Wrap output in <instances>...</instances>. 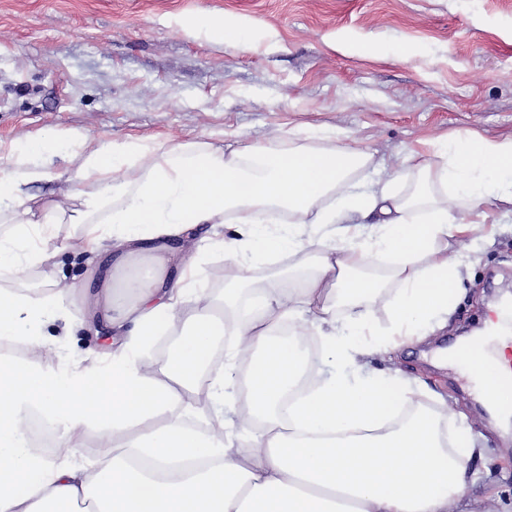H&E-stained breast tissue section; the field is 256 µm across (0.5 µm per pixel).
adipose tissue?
I'll return each instance as SVG.
<instances>
[{"instance_id": "adipose-tissue-1", "label": "adipose tissue", "mask_w": 512, "mask_h": 512, "mask_svg": "<svg viewBox=\"0 0 512 512\" xmlns=\"http://www.w3.org/2000/svg\"><path fill=\"white\" fill-rule=\"evenodd\" d=\"M189 27L217 42L249 37L233 16L199 15ZM312 137L285 150L228 153L204 142H99L65 131L0 149V223L9 227L0 274L49 265L68 224L81 227L85 253L121 266L146 257L154 268L125 281L132 300L109 322L128 339L105 362L0 357V512H81L84 504L88 512H473L469 464L485 449L470 437L449 448L448 425L424 409L418 380L357 358L421 339L451 310L462 263L449 261L448 241L487 223L486 205L512 206V138L452 136L435 163L406 150L403 162L420 180L404 198L385 183L355 191L352 176L372 155L337 147L326 129ZM68 146L82 191L65 208L35 202L26 188L45 177L43 158ZM134 169L139 177L126 179ZM323 224L337 225L339 241L308 261L300 287L256 284L257 262L301 253ZM221 225L216 246L230 262L231 287L216 300L174 244ZM383 260L388 279L369 275ZM386 287L382 329L375 304ZM64 306L77 318L88 312L53 289H1L0 339L37 349L41 324ZM170 332L179 346L163 365H144L142 348ZM225 336L246 372L211 379L207 402L196 405L201 370ZM306 336L321 337L328 376L312 377ZM37 417L59 454L33 444ZM91 429L98 468L66 455Z\"/></svg>"}]
</instances>
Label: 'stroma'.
I'll return each mask as SVG.
<instances>
[{
	"label": "stroma",
	"instance_id": "obj_1",
	"mask_svg": "<svg viewBox=\"0 0 512 512\" xmlns=\"http://www.w3.org/2000/svg\"><path fill=\"white\" fill-rule=\"evenodd\" d=\"M242 18L251 43H218L182 28L198 15ZM384 160L402 196L418 175L401 165L407 148L436 146L471 130L512 137V0H0V143L38 133L78 131L114 142L152 138L168 145L219 142L283 150L312 125ZM47 178L30 188L67 205L75 188L68 152L46 160ZM492 236L448 241L468 261L454 286L447 325L403 347L401 367L438 398L424 408L455 424L465 413L492 452L473 460V508L489 493L512 504V413L492 416L453 365L434 361L476 333L501 300L512 303V211L494 209ZM81 230L69 228L51 273L37 267L5 275V288L76 289L94 302L104 283L126 300L122 283L149 269L112 272L89 259ZM43 357L73 365L110 354L67 314L46 322Z\"/></svg>",
	"mask_w": 512,
	"mask_h": 512
}]
</instances>
